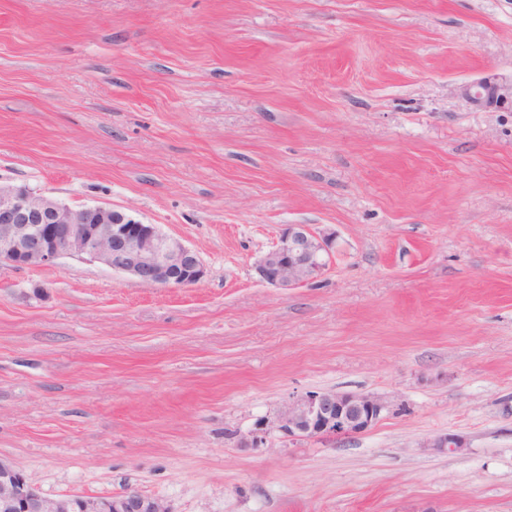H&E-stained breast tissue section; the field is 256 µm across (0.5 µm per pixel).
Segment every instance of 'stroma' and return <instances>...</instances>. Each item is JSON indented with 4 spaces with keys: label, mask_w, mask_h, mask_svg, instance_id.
<instances>
[{
    "label": "stroma",
    "mask_w": 512,
    "mask_h": 512,
    "mask_svg": "<svg viewBox=\"0 0 512 512\" xmlns=\"http://www.w3.org/2000/svg\"><path fill=\"white\" fill-rule=\"evenodd\" d=\"M490 74L512 0H0V183L206 269L0 267V457L169 512H512V110L460 95ZM288 224L333 259L274 288L255 264ZM323 391L392 410L246 445Z\"/></svg>",
    "instance_id": "stroma-1"
}]
</instances>
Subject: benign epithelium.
I'll return each instance as SVG.
<instances>
[{
    "label": "benign epithelium",
    "instance_id": "7a95c632",
    "mask_svg": "<svg viewBox=\"0 0 512 512\" xmlns=\"http://www.w3.org/2000/svg\"><path fill=\"white\" fill-rule=\"evenodd\" d=\"M468 101L512 108V81L484 77L461 89ZM332 238L307 224L285 227L276 247L257 263L259 279L291 288L317 278L332 257ZM64 256L99 262L138 282L168 288L199 283L205 267L198 252L144 224L126 211L104 205L72 208L26 187L0 185V266L45 268ZM375 395L307 393L286 403L273 419L258 423L249 438L259 447L272 432L289 440L346 438L366 432L389 412ZM432 447L458 453L456 437L440 436ZM0 512H169L155 497L129 491L112 497H48L12 464L0 458Z\"/></svg>",
    "mask_w": 512,
    "mask_h": 512
}]
</instances>
